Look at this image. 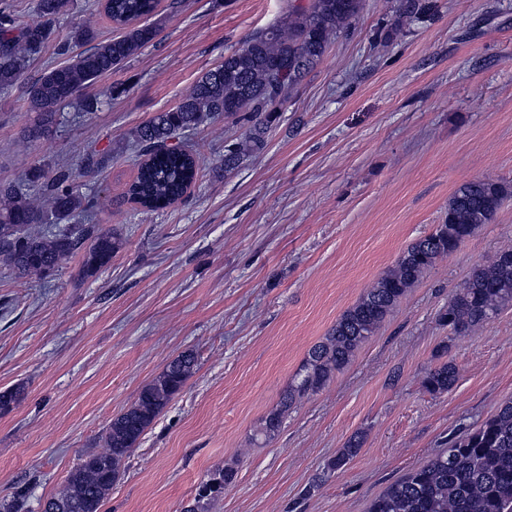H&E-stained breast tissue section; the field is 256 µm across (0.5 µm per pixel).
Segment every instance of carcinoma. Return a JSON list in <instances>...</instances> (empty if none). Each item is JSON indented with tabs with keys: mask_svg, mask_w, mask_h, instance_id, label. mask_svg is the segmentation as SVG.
I'll return each instance as SVG.
<instances>
[{
	"mask_svg": "<svg viewBox=\"0 0 512 512\" xmlns=\"http://www.w3.org/2000/svg\"><path fill=\"white\" fill-rule=\"evenodd\" d=\"M67 4L68 0H38L42 21L20 28L10 15L0 13V88L17 83L25 62L48 42L49 21ZM364 5L365 0H308L306 5H294L280 24L253 33L241 48L224 56L221 65L201 76L176 107L156 113L134 131L132 143L146 160L129 186L128 198L148 210L181 199L195 181L199 161L172 141L216 116L224 114L247 125L242 139L224 147L220 159L224 171L230 172L261 153L288 93L322 60L334 36L351 25ZM156 7L157 0H107L105 13L119 27L118 35L47 69L30 86L28 99L38 113V122L28 130V139L49 132L60 107L73 101L85 84L153 41L157 26L143 19L153 15ZM430 9L426 0H405L401 14L412 24ZM71 178L67 171L58 172L44 184L45 195L40 199L28 196L19 184L0 183V263L18 276L55 271L84 243L86 275L93 276L112 262L119 249L112 231L69 223L93 206V201L73 190ZM511 194L512 185L505 181L480 179L460 185L448 201L444 223L407 246L394 266L308 351L279 408L266 416L259 434L268 437L277 432L288 408L321 390L341 371L407 289L481 225L491 223ZM509 305L512 246L499 249L489 263L472 269L448 300V308L440 312L439 322L455 333L466 334ZM195 367L190 352L170 361L127 409L112 418L103 436L104 449L79 459L59 492L46 500L43 512H101L125 460L146 429L182 391ZM455 382V368L445 363L427 373L423 387L440 394ZM23 394L21 384L0 391V412L9 411ZM359 450V441H349L330 461V468H343ZM234 479L235 471L230 468L210 473L198 485L194 502L185 512H205ZM368 512H512V402L450 442L429 463L391 484L372 500Z\"/></svg>",
	"mask_w": 512,
	"mask_h": 512,
	"instance_id": "1",
	"label": "carcinoma"
}]
</instances>
